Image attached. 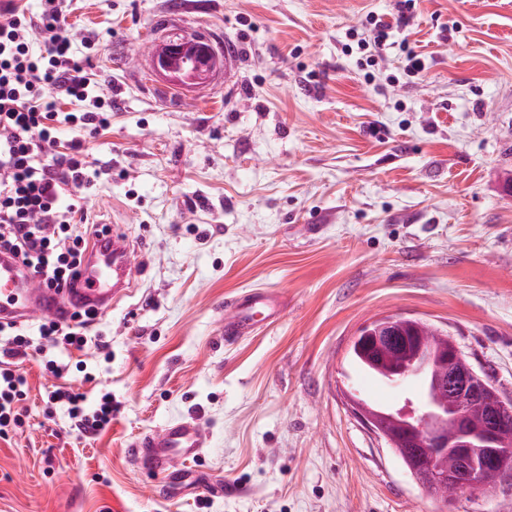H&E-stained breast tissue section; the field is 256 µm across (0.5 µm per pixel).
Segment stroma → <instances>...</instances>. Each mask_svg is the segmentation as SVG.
Wrapping results in <instances>:
<instances>
[{
  "label": "stroma",
  "instance_id": "stroma-1",
  "mask_svg": "<svg viewBox=\"0 0 512 512\" xmlns=\"http://www.w3.org/2000/svg\"><path fill=\"white\" fill-rule=\"evenodd\" d=\"M394 4L70 0L73 56L112 100L87 142V221L120 230L141 273L84 350L21 363L28 418L0 439V512H439L342 392L399 402L349 345L403 314L512 395V0H418L400 36L419 76L407 51L369 70L342 50ZM174 29L235 62L170 84L147 46ZM254 288L284 313L225 344V298ZM43 357L88 403L111 393L106 430L45 419ZM189 415L208 435L197 483L165 497L129 450Z\"/></svg>",
  "mask_w": 512,
  "mask_h": 512
}]
</instances>
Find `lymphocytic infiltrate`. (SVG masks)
<instances>
[{"instance_id":"lymphocytic-infiltrate-1","label":"lymphocytic infiltrate","mask_w":512,"mask_h":512,"mask_svg":"<svg viewBox=\"0 0 512 512\" xmlns=\"http://www.w3.org/2000/svg\"><path fill=\"white\" fill-rule=\"evenodd\" d=\"M0 0V251L20 258L41 285L61 288L80 265L98 226L83 227L79 195L93 185L85 142L106 129L112 106L96 95L82 62L72 56L65 34V0ZM416 0H396L392 19L370 13L367 38L357 41L366 66L392 44L394 29L410 24ZM92 108H85V101ZM92 312L75 322H41L36 331L0 325V437L26 424L22 402L26 379L13 357L44 344L82 349ZM48 410L65 409L78 438L88 440L112 422V397L87 405L66 385L47 393Z\"/></svg>"}]
</instances>
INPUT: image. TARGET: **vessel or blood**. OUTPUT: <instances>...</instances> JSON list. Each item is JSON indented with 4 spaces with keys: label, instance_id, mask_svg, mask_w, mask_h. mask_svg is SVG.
I'll return each mask as SVG.
<instances>
[{
    "label": "vessel or blood",
    "instance_id": "vessel-or-blood-1",
    "mask_svg": "<svg viewBox=\"0 0 512 512\" xmlns=\"http://www.w3.org/2000/svg\"><path fill=\"white\" fill-rule=\"evenodd\" d=\"M141 271L128 239L119 232L97 237L78 267L72 287L55 290L37 285L17 258L0 254V323L28 322L41 316L71 321L74 312L111 309L131 293ZM284 305L281 296L253 290L224 306V341L231 344L272 320ZM200 423L183 418L145 435L134 445L138 469L171 484L180 483L184 464L195 461L206 445Z\"/></svg>",
    "mask_w": 512,
    "mask_h": 512
}]
</instances>
